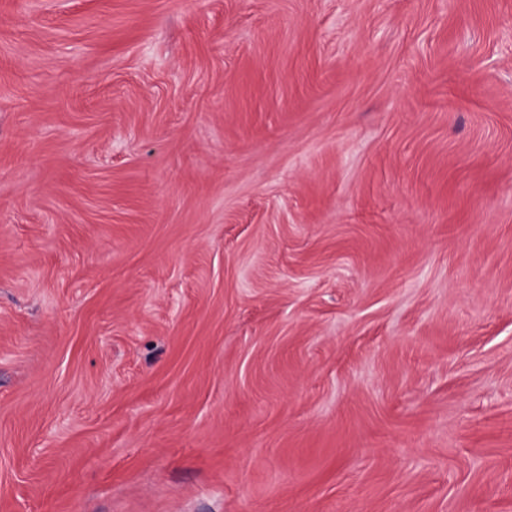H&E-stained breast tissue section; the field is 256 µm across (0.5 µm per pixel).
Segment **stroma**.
Returning a JSON list of instances; mask_svg holds the SVG:
<instances>
[{
	"label": "stroma",
	"mask_w": 512,
	"mask_h": 512,
	"mask_svg": "<svg viewBox=\"0 0 512 512\" xmlns=\"http://www.w3.org/2000/svg\"><path fill=\"white\" fill-rule=\"evenodd\" d=\"M0 512H512V0H0Z\"/></svg>",
	"instance_id": "obj_1"
}]
</instances>
